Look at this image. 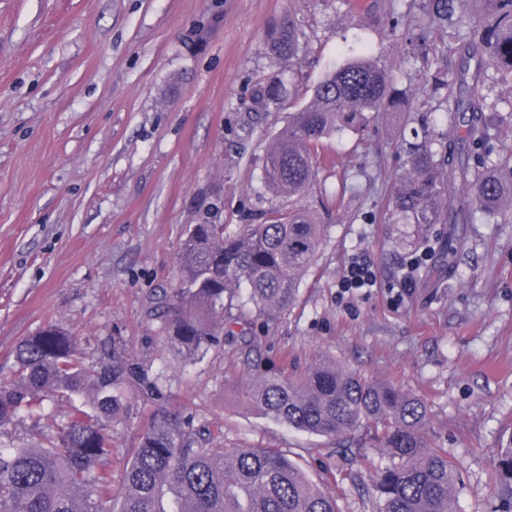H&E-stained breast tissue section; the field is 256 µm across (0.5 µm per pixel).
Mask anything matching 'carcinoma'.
I'll list each match as a JSON object with an SVG mask.
<instances>
[{"label":"carcinoma","mask_w":512,"mask_h":512,"mask_svg":"<svg viewBox=\"0 0 512 512\" xmlns=\"http://www.w3.org/2000/svg\"><path fill=\"white\" fill-rule=\"evenodd\" d=\"M479 3L483 17L465 35L448 31L454 0H434L440 40L432 53L456 39L464 58L455 75L438 73L433 87L456 89L462 148L444 142L410 146L409 170L397 179L392 210L408 224L448 223L441 188L461 181L471 203L503 223L512 221V152L495 151L504 123L497 104L479 93L488 71L512 78V0ZM299 34L282 18L267 33L277 59L293 61ZM287 90L274 77L255 95L257 108L278 103ZM399 96L376 57L362 52L330 67L311 87L309 103L288 116L265 153V184L288 198V210H271L255 224L229 232L222 224H195L183 241L176 285L149 308L164 345L174 355L202 360L224 349L232 327L269 326L288 311L302 278L324 245V226L299 205L316 179L322 141L334 133L370 126L381 112L400 108ZM240 350L251 371L243 379L247 401L265 416L299 431L346 437L345 451L367 435L393 463L373 483L380 512H452L458 477L448 453L425 444L428 410L423 400L390 383L323 361L302 374L259 368L256 336L242 332ZM16 370L0 381V427L33 418L48 401L86 399L56 434L28 428L34 444L0 441V512H107L112 500V425L125 411L131 384L157 403L121 476L113 512H341L336 497L313 483L276 448H226L220 436L166 405L160 377L133 363L121 337H112V361L85 363L77 337L47 325L15 349ZM495 485L512 500V436L497 457ZM174 494L165 503L167 492Z\"/></svg>","instance_id":"cac0c4a2"}]
</instances>
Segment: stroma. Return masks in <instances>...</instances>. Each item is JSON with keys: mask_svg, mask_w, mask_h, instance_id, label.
Instances as JSON below:
<instances>
[{"mask_svg": "<svg viewBox=\"0 0 512 512\" xmlns=\"http://www.w3.org/2000/svg\"><path fill=\"white\" fill-rule=\"evenodd\" d=\"M389 2L0 0V379L14 373L17 344L46 324L70 328L89 364L111 360L123 337L135 363L162 374L171 406L225 447L280 449L341 512H377L371 484L390 464L382 448L365 441L364 465L331 438L264 416L242 395L238 342L185 362L149 314L154 294L175 285L189 225L245 224L287 207L263 182L268 140L346 48L370 47L411 110L325 140L303 204L326 241L294 306L259 330V355L288 371L332 360L415 393L429 412L427 443L447 450L460 476L453 512H502L494 464L512 435V223L475 210L455 184L445 201L466 213L465 246L443 270L420 239L447 236V225L396 223L390 196L408 140L457 137L423 87L459 58L409 56L430 0H397L405 23L395 29ZM286 15L300 31L290 65L265 40ZM272 76L289 98L254 111ZM355 257L376 283L346 292ZM126 404L112 430L116 488L155 409L132 387Z\"/></svg>", "mask_w": 512, "mask_h": 512, "instance_id": "stroma-1", "label": "stroma"}]
</instances>
